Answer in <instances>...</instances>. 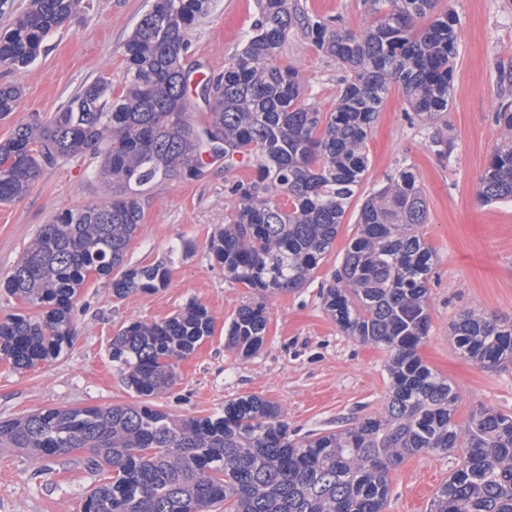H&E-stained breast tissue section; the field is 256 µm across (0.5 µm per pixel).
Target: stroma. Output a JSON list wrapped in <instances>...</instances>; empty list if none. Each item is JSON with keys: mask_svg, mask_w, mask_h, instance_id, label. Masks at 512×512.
<instances>
[{"mask_svg": "<svg viewBox=\"0 0 512 512\" xmlns=\"http://www.w3.org/2000/svg\"><path fill=\"white\" fill-rule=\"evenodd\" d=\"M151 0H89L79 14L47 41V50L27 69L1 74L0 83L23 89L16 112L0 119V140L32 114L54 112L84 83L105 76L121 86L118 53ZM307 11L336 18L341 29L359 30L367 21L364 0H299ZM460 19L454 83L448 110L434 124L411 116L399 89H392L366 144L368 169L336 241L313 280L303 288L269 298L263 349L241 360L225 346L224 323L250 290L226 278L208 253L210 236L224 223L230 201L227 182L249 179L251 163L207 166L201 178L174 179L142 199L143 225L131 240L128 265L161 263L170 271L165 288L117 299L103 280L89 281L74 317L72 346L53 362L24 371L0 361V420L47 407L107 406L134 402L108 348L120 329L134 321H162L189 302L204 305L214 333L179 362L173 389L154 405L176 415L203 416L225 400L258 394L277 402L298 434L336 430L376 414L387 395L384 353L345 335L320 299L356 231L362 202L381 189L402 163L413 165L427 203L425 238L437 262L429 288L431 327L419 348L423 360L447 378L460 396L458 423L487 407L512 414V366L484 368L453 347L449 326L463 309H476L512 323V201L493 205L477 198L479 177L504 137L494 114L512 103L497 66L512 62V0H441ZM258 17L257 0H214L210 15L193 34L188 63L217 72L243 47V35ZM281 61L298 68L305 97L321 111L337 100L341 72L335 61L293 30ZM449 140L439 154L433 135ZM90 157L46 169L20 200L0 204V272L7 271L55 211L101 199L90 179ZM83 451L35 472L25 454L0 449V512H82L85 495L106 481L93 473ZM455 454L406 458L391 471L386 512H427L436 488L455 468Z\"/></svg>", "mask_w": 512, "mask_h": 512, "instance_id": "stroma-1", "label": "stroma"}]
</instances>
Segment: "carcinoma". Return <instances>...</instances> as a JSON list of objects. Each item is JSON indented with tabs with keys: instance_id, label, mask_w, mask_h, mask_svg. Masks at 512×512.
<instances>
[{
	"instance_id": "carcinoma-1",
	"label": "carcinoma",
	"mask_w": 512,
	"mask_h": 512,
	"mask_svg": "<svg viewBox=\"0 0 512 512\" xmlns=\"http://www.w3.org/2000/svg\"><path fill=\"white\" fill-rule=\"evenodd\" d=\"M439 2L366 0L370 20L342 32L335 18L309 13L298 0H259L241 51L203 84L200 113L184 61L212 0H152L120 46V91L98 77L0 141V203L25 195L45 168L83 154L96 159L92 178L106 188L102 201L53 214L0 274V291L25 306L0 318V359L28 370L58 358L72 344L80 290L92 276L107 280L118 299L166 287L162 264L124 267L141 229L142 196L172 179L203 176L207 158L228 169L239 156L253 160L254 175L226 184L231 211L208 252L225 277L259 297L225 330L241 357L257 354L265 300L303 287L332 248L392 87L423 119L448 111L459 20ZM86 9V0H28L0 32V69L33 64L52 33ZM295 28L347 72L330 112L305 98L298 70L280 62ZM21 97L19 85L1 84L0 116ZM494 120L509 140L479 178L487 204L512 201V108L501 106ZM425 224L417 176L402 166L362 204L341 266L320 292L346 335L387 355L388 398L378 414L295 437L280 406L256 394L203 417L149 404L175 385L178 361L214 332L208 310L192 302L160 322H131L112 338L109 356L137 402L1 420L0 449L36 461L86 451L87 467L111 477L86 494L83 512H384L389 474L405 458L458 451L430 512H512V415L480 409L458 424L457 391L418 355L430 330L436 261ZM450 340L482 367L512 362V324L476 310L459 314Z\"/></svg>"
}]
</instances>
